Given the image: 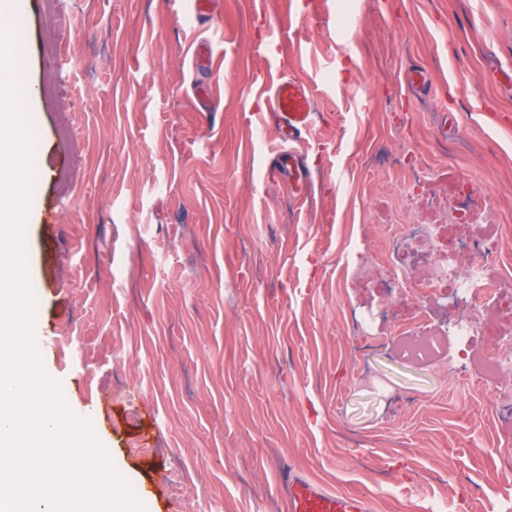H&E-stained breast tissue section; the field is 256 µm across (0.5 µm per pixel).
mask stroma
<instances>
[{
    "label": "stroma",
    "instance_id": "obj_1",
    "mask_svg": "<svg viewBox=\"0 0 512 512\" xmlns=\"http://www.w3.org/2000/svg\"><path fill=\"white\" fill-rule=\"evenodd\" d=\"M286 2L24 0L43 365L144 512H286L287 470L367 512H512V397L459 384L446 321L360 255L481 235L466 176L512 273V0ZM277 72L315 98L300 195L259 123ZM420 320L441 348L410 361Z\"/></svg>",
    "mask_w": 512,
    "mask_h": 512
}]
</instances>
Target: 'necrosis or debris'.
Segmentation results:
<instances>
[{
  "label": "necrosis or debris",
  "mask_w": 512,
  "mask_h": 512,
  "mask_svg": "<svg viewBox=\"0 0 512 512\" xmlns=\"http://www.w3.org/2000/svg\"><path fill=\"white\" fill-rule=\"evenodd\" d=\"M440 247L436 225H396L384 255V263L392 271L386 282L392 288L425 296L443 293L448 301L465 302L470 314L454 323L453 334L464 345L481 334L491 338L489 347L470 358L469 374L482 384H492L512 372V331L501 328L493 316L494 306L512 309V275L500 270L496 235L461 243L449 241V249L458 253L452 265L435 261Z\"/></svg>",
  "instance_id": "obj_1"
}]
</instances>
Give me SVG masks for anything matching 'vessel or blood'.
Here are the masks:
<instances>
[{
	"label": "vessel or blood",
	"instance_id": "obj_1",
	"mask_svg": "<svg viewBox=\"0 0 512 512\" xmlns=\"http://www.w3.org/2000/svg\"><path fill=\"white\" fill-rule=\"evenodd\" d=\"M265 122L277 126L286 147L280 157L288 161V174L302 178L297 143L311 125L313 98L303 83L282 76L272 83L266 97ZM287 512H366V501L355 494L332 493L298 473H287Z\"/></svg>",
	"mask_w": 512,
	"mask_h": 512
}]
</instances>
